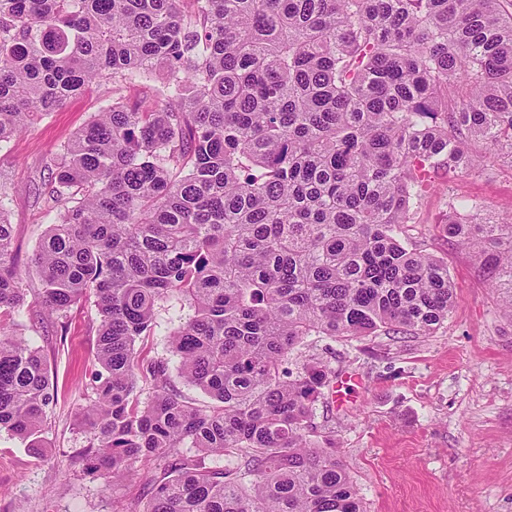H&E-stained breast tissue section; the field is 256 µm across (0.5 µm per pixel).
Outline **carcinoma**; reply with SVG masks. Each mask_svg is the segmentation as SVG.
Here are the masks:
<instances>
[{
    "label": "carcinoma",
    "instance_id": "1",
    "mask_svg": "<svg viewBox=\"0 0 512 512\" xmlns=\"http://www.w3.org/2000/svg\"><path fill=\"white\" fill-rule=\"evenodd\" d=\"M97 78L112 106L48 165L59 220L33 304L100 316L80 415L105 480L147 468L133 512H363L309 422L332 370L294 373L309 336H427L448 264L403 240L438 173L512 160V0H0V144ZM442 231L484 257L512 317V216ZM0 204V310L25 305ZM168 361L142 354L173 297ZM145 400H140L142 394ZM57 401L46 361L0 327V431ZM180 303L177 301H172L169 303L168 308H171L168 312L162 310L159 315V322L161 326L158 328L157 334L155 336H149L143 339V341L138 342L137 348L139 350H143V353H146L149 357L158 356L165 358H172L168 352V343H167V329L168 326L167 321L171 316H177L179 314H183V316L191 313L187 306L184 310L180 311ZM170 368L173 379L175 380L178 387L183 391V393L192 398H196L200 401L209 402V398L203 394L199 389H196L191 386H187L182 383L181 379L177 375V363L175 359L170 360Z\"/></svg>",
    "mask_w": 512,
    "mask_h": 512
}]
</instances>
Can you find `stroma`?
Masks as SVG:
<instances>
[{"label":"stroma","mask_w":512,"mask_h":512,"mask_svg":"<svg viewBox=\"0 0 512 512\" xmlns=\"http://www.w3.org/2000/svg\"><path fill=\"white\" fill-rule=\"evenodd\" d=\"M112 103V82H94L59 111L37 119L0 146V186L30 287L34 255L58 220L38 192L47 161L95 113ZM457 200L476 204L475 221L512 214V161L487 156L465 176L440 180L418 205L407 235L443 258L455 288L447 322L428 336L379 333L352 339L308 337L291 356L293 371L312 361L337 379H359L341 395L329 384L311 421L316 439H334L365 512H512V318L503 314L483 260L439 232ZM100 320L94 298L75 305L63 339L46 338L28 313L0 326L41 349L58 403L37 443L0 433V512H132L145 492L141 464L117 484L85 469L89 435L76 411L92 396L86 384L99 364Z\"/></svg>","instance_id":"1"}]
</instances>
